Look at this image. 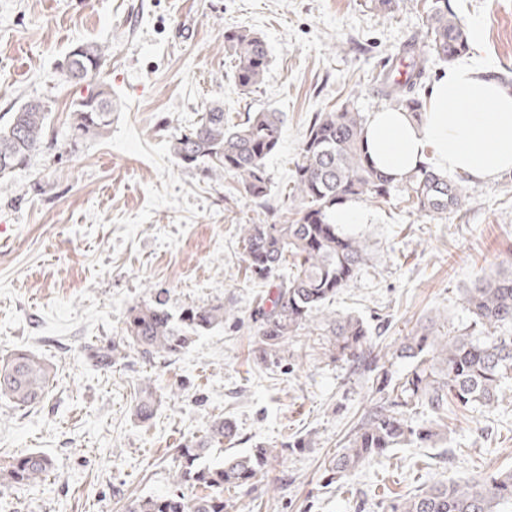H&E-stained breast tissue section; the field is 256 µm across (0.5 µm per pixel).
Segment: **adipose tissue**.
<instances>
[{
	"mask_svg": "<svg viewBox=\"0 0 512 512\" xmlns=\"http://www.w3.org/2000/svg\"><path fill=\"white\" fill-rule=\"evenodd\" d=\"M473 54L448 66L428 89L422 120L408 112H371L365 148L382 172L401 180L422 163L488 181L512 171V84L494 79Z\"/></svg>",
	"mask_w": 512,
	"mask_h": 512,
	"instance_id": "1",
	"label": "adipose tissue"
}]
</instances>
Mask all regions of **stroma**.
<instances>
[{
	"instance_id": "stroma-1",
	"label": "stroma",
	"mask_w": 512,
	"mask_h": 512,
	"mask_svg": "<svg viewBox=\"0 0 512 512\" xmlns=\"http://www.w3.org/2000/svg\"><path fill=\"white\" fill-rule=\"evenodd\" d=\"M481 26L471 51L512 82V0H451ZM422 0L390 15L361 0H0V116L30 98L46 102L50 133L64 135L81 87L61 62L75 44L106 46L97 77L117 110L100 137L59 153L48 144L0 189V357L25 349L55 367L44 402L0 398V462L42 451L54 471L17 490L0 486V512H125L130 501L175 488L178 448L218 418L237 425L233 451L278 456L248 486L226 492L231 512H383L436 481L512 468V391L489 409L458 411L440 448H399L326 485L324 463L376 399L367 376L332 360L324 337L294 338L285 357L253 358L252 313L274 281L250 280L241 227L288 219L294 164L314 113L354 101L385 107L377 79L400 45L419 35ZM263 35L271 63L241 94L224 50L228 28ZM230 122L272 107L283 136L267 168L279 207L256 206L235 179L209 180L178 165L169 142L211 102ZM355 225L368 261L326 306L370 326L376 351H392L431 316L463 327L462 288L512 265V172L468 182L460 211L420 217L400 198L365 202ZM167 293L172 309L223 304V327L176 357L123 349L94 365L90 349L123 334L128 307ZM161 397L138 420L144 387ZM309 437V448L290 442Z\"/></svg>"
}]
</instances>
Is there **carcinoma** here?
<instances>
[{"instance_id":"obj_1","label":"carcinoma","mask_w":512,"mask_h":512,"mask_svg":"<svg viewBox=\"0 0 512 512\" xmlns=\"http://www.w3.org/2000/svg\"><path fill=\"white\" fill-rule=\"evenodd\" d=\"M470 33L453 12L450 0H433L417 39L402 45L396 61L405 63V78L394 82L385 73L380 94L393 107L422 119L424 102L416 94L433 59L451 62L466 54ZM224 49L234 60V78L250 94L264 82L270 64L267 41L238 28L224 31ZM107 48L78 43L66 54L62 70L67 80L87 85L72 104L66 142L74 148L99 136L112 125V93L92 83L106 61ZM283 115L273 108L247 113L242 123L224 117L216 102L199 120L172 137L170 151L184 168L198 169L207 179L229 175L245 195L270 208L271 181L267 160L276 153L283 134ZM366 115L346 102L311 120L295 163L291 217L281 224L243 225V255L254 279L278 280L261 309L255 358L262 364L279 359L288 340L309 332L336 293L357 281L366 264L363 241L331 221L336 207L349 201L386 202L400 193L422 217L458 211L466 188L460 179L423 165L394 181L369 160L363 144ZM49 134V111L37 100L23 103L0 126V185L41 153ZM290 272H284L285 268ZM469 325L448 330L430 318L403 337L391 358L408 363L396 376L372 355V340L363 319L337 313L323 317L319 327L332 358L357 364L367 372L377 400L359 427L335 456L325 463L327 484H346L362 466L395 448H434L448 439V411L499 403L512 384V271L481 277L461 292ZM224 304L189 306L174 315L158 293L148 304L128 308L123 345L145 357L172 356L185 351L194 337L224 325ZM51 367L36 354L18 350L0 359V397L17 408L41 403L47 396ZM160 397L150 387L138 393L135 414L153 417ZM232 421L218 419L207 435L178 449V487L161 497L133 501L128 512H225L224 491L247 485L275 458L263 446L232 453L211 463L213 446L233 444ZM54 462L33 451L0 464V484L14 488L34 485L50 474ZM512 504V470L448 482H432L411 497L391 500L386 512H502Z\"/></svg>"}]
</instances>
